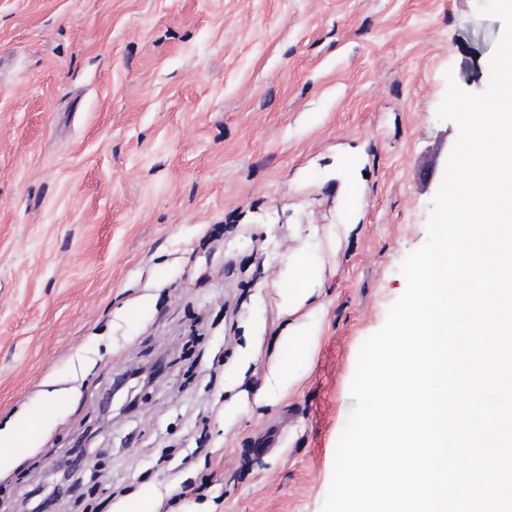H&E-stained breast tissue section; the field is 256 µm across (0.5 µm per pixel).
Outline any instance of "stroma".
Listing matches in <instances>:
<instances>
[{"label":"stroma","mask_w":512,"mask_h":512,"mask_svg":"<svg viewBox=\"0 0 512 512\" xmlns=\"http://www.w3.org/2000/svg\"><path fill=\"white\" fill-rule=\"evenodd\" d=\"M483 2L0 0V428L40 426L0 447V512H321L458 138L447 81L489 84ZM296 320L312 359L259 403ZM77 447L99 473L53 498ZM313 289L309 287V282H307V277L301 270V266H296L288 279V288L282 292L284 312L293 316L306 305L313 294Z\"/></svg>","instance_id":"35a3bbf8"}]
</instances>
